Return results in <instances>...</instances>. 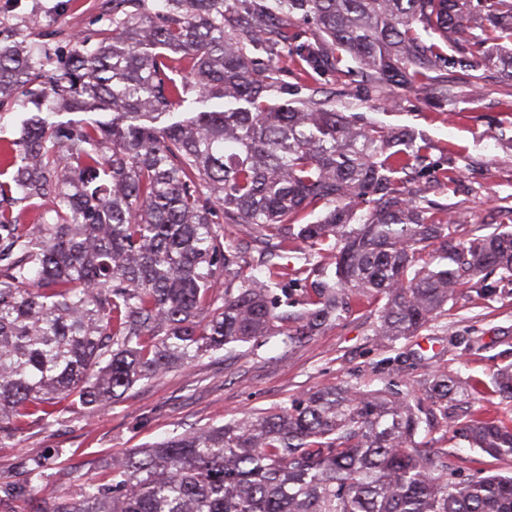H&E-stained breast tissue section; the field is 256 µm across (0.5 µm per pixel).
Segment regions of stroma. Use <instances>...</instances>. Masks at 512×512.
I'll use <instances>...</instances> for the list:
<instances>
[{"instance_id":"obj_1","label":"stroma","mask_w":512,"mask_h":512,"mask_svg":"<svg viewBox=\"0 0 512 512\" xmlns=\"http://www.w3.org/2000/svg\"><path fill=\"white\" fill-rule=\"evenodd\" d=\"M112 26V0H0V39L36 55L53 58L74 51L80 37H98ZM479 85L460 84L444 108L429 105L425 94L392 89L378 104L367 102L358 83L341 75L326 89L338 110L365 116L390 132L410 130L432 144L429 160L456 168L459 182L443 191L420 183L422 196L448 208L457 237L483 223L502 231L512 215L501 212L512 197V143L500 131L512 127V81L494 66ZM489 298L466 292L450 301L445 315L418 336L392 345L376 342L381 301L354 308L346 320L309 342L288 346L281 337L199 356L143 379L92 418L67 412L58 422L32 426L0 446V484L22 479L31 458L59 449L40 479L46 490L65 494L112 459L133 448L209 425H221L260 409L280 406L323 387L356 384L368 389L387 378L411 389L435 370L468 381L462 401L448 404V423L433 430L451 453L459 478L477 472H512L511 460H497L470 448L453 427L466 414L512 418V403L492 385L494 372L512 364V281L496 283ZM394 358L385 370L386 358Z\"/></svg>"}]
</instances>
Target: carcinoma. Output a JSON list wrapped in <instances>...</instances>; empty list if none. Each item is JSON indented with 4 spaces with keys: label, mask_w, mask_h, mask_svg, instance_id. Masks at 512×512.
<instances>
[{
    "label": "carcinoma",
    "mask_w": 512,
    "mask_h": 512,
    "mask_svg": "<svg viewBox=\"0 0 512 512\" xmlns=\"http://www.w3.org/2000/svg\"><path fill=\"white\" fill-rule=\"evenodd\" d=\"M226 2L112 0V29L48 83L42 57L0 42V105L34 85L47 101L0 155V444L58 421L60 398L93 413L173 362L309 341L370 296L385 300L375 336L391 344L465 290L493 294L489 274L512 280V230L474 224L457 241L443 208L417 201L416 182L447 191L458 177L429 169V141L361 124L322 90L346 73L442 105V67L512 78L498 48L512 0ZM297 15L314 31L293 29ZM288 77L308 94L288 98ZM17 204L38 223H19ZM221 224L250 225L251 261ZM492 382L512 402V365ZM465 397L445 370L421 395L324 387L136 448L67 495L42 488L47 459L34 458L0 509L512 512V476L460 480L448 449L420 437ZM459 431L512 459V420L471 415Z\"/></svg>",
    "instance_id": "1"
}]
</instances>
